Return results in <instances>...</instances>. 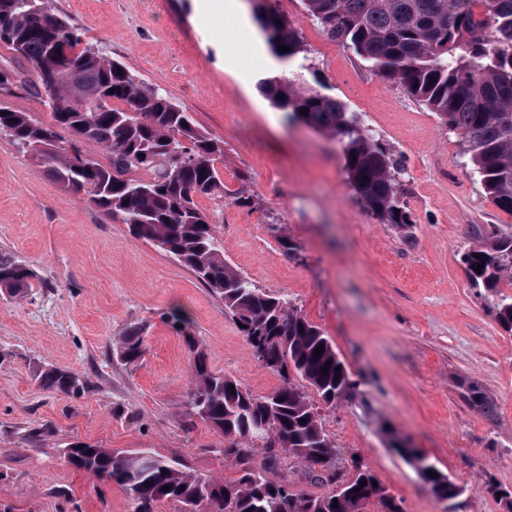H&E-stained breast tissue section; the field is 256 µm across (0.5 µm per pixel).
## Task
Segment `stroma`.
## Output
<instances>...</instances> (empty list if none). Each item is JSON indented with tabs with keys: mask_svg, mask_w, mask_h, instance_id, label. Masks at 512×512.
I'll return each instance as SVG.
<instances>
[{
	"mask_svg": "<svg viewBox=\"0 0 512 512\" xmlns=\"http://www.w3.org/2000/svg\"><path fill=\"white\" fill-rule=\"evenodd\" d=\"M224 0H50L85 44L119 60L193 112L224 143V204L200 199L224 258L256 285L288 295L336 346L355 388L324 427L343 459L358 460L403 512H444L397 443L422 451L462 488L460 512H506L512 489V335L468 282L463 253L512 215L485 197L461 138L351 49L327 39L301 0L278 7L304 53L289 75L343 101L399 156L414 223H380L346 182L332 139L288 120L263 93L272 49ZM35 271L27 297L0 298V507L11 512H130L117 485L68 466L82 441L238 476L224 437L186 406L190 357L165 320L184 308L214 371L254 395L278 377L253 357L222 301L177 261L133 237L83 196L60 189L0 135V249ZM147 327L137 366L111 342ZM57 366L88 379L80 395L43 390ZM476 383L496 402L488 418L462 396Z\"/></svg>",
	"mask_w": 512,
	"mask_h": 512,
	"instance_id": "35a3bbf8",
	"label": "stroma"
}]
</instances>
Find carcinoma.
I'll return each instance as SVG.
<instances>
[{
	"label": "carcinoma",
	"instance_id": "carcinoma-1",
	"mask_svg": "<svg viewBox=\"0 0 512 512\" xmlns=\"http://www.w3.org/2000/svg\"><path fill=\"white\" fill-rule=\"evenodd\" d=\"M301 2L329 40L352 49L461 135L486 197L512 214V0ZM251 4L276 55L290 60L302 52L298 31L273 0ZM81 42L49 0H0V46L11 53L0 65V96L23 89L41 97L52 112L46 124L1 104L0 134L63 189L85 193L110 219L128 225L135 238L186 267L224 303L257 361L280 385L266 396L250 393L236 378L213 371L203 343L184 329L191 357L190 414L224 435V457L235 462L240 477L226 483L148 451L128 453L86 442L69 444L64 461L120 486L132 512H152V505L165 498L183 503L185 512L205 499L224 501V512H286L296 501L307 502L309 512H366L370 504L379 512H403L401 501L363 464L353 463L356 475H349L325 431L322 411L336 408L353 388L335 345L288 297L257 287L224 260L217 225L197 203L200 198L224 201L217 167L224 162L223 141L154 84L94 49L78 48ZM283 46L289 51H280ZM262 90L293 118L336 141L347 182L363 206L380 223L411 233L401 162L357 113L295 77L265 81ZM63 131L72 139H64ZM86 141L98 144L105 159L84 150ZM462 261L471 287L484 292L495 320L512 334V294L499 291L512 281V231L485 237ZM34 278L12 252L0 249L1 295L26 297ZM144 332L143 326L131 325L113 339L118 360L134 366L142 359ZM319 345L324 351L316 356ZM35 376L43 389L63 395L89 386L59 367ZM311 390L319 400L311 398ZM463 390L477 411L496 413L494 399L480 386L470 383ZM272 442L279 447H270ZM402 451L416 457L421 477L438 487L440 496L460 495L419 450ZM292 463L329 492L296 488L288 479ZM432 471L437 476H430ZM274 472L279 476L270 477Z\"/></svg>",
	"mask_w": 512,
	"mask_h": 512
}]
</instances>
